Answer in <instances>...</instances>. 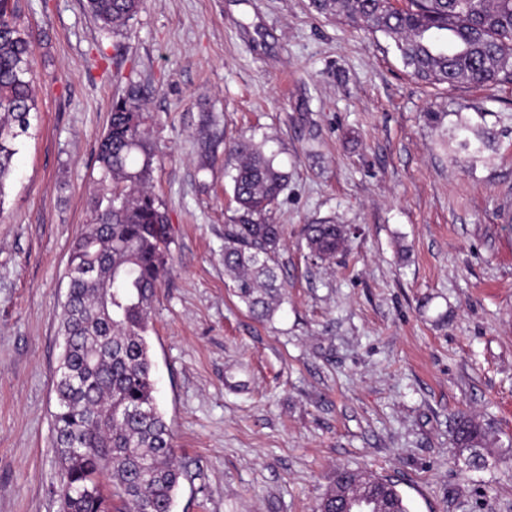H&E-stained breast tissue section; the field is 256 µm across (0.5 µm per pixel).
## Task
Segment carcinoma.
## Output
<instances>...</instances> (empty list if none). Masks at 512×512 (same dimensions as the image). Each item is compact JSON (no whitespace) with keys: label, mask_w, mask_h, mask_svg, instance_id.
<instances>
[{"label":"carcinoma","mask_w":512,"mask_h":512,"mask_svg":"<svg viewBox=\"0 0 512 512\" xmlns=\"http://www.w3.org/2000/svg\"><path fill=\"white\" fill-rule=\"evenodd\" d=\"M143 0H87L105 29L129 27ZM319 14L391 39L404 63L432 83L493 86L512 82V0H311ZM139 91L113 99L96 156L100 177L92 221L73 244L61 305L64 347L56 370L54 445L63 512H173L184 476L172 434L156 399L149 313L169 272L167 217L149 186L153 149L142 130ZM35 70L31 34L15 4L0 0V207L22 137L31 127ZM458 126V146L482 151L491 133ZM236 160L233 198L224 225V273L239 301L258 319L273 316L283 298L277 254L283 227L270 213L288 173L251 137L228 145ZM310 253L323 260L342 250L340 224H309ZM454 438L467 463L481 466L487 431L474 419L456 422ZM390 512H408L396 485L343 469L317 512H348L356 498Z\"/></svg>","instance_id":"1"}]
</instances>
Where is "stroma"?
I'll return each instance as SVG.
<instances>
[{
  "instance_id": "1",
  "label": "stroma",
  "mask_w": 512,
  "mask_h": 512,
  "mask_svg": "<svg viewBox=\"0 0 512 512\" xmlns=\"http://www.w3.org/2000/svg\"><path fill=\"white\" fill-rule=\"evenodd\" d=\"M308 2L144 0L116 35L86 0H18L36 110L0 202V512H61L60 305L131 85L170 227L150 344L174 512H314L342 467L397 484L409 512H512V83L424 84L384 36ZM462 121L491 145L458 152ZM239 136L288 174L267 321L224 274ZM319 222L346 229L334 259L309 254ZM463 413L492 428L479 468L453 441Z\"/></svg>"
}]
</instances>
